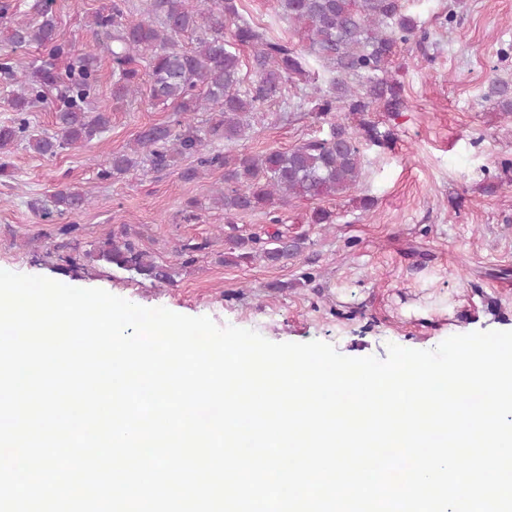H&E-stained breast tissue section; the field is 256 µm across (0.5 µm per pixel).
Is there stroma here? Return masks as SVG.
Listing matches in <instances>:
<instances>
[{"mask_svg": "<svg viewBox=\"0 0 512 512\" xmlns=\"http://www.w3.org/2000/svg\"><path fill=\"white\" fill-rule=\"evenodd\" d=\"M111 0H54L58 39L80 46L92 39L88 22ZM241 14L277 38L294 39L273 0H239ZM429 33L407 45L393 69L403 86L400 112L375 113L391 129V147L362 149V176L340 198L322 199L336 215L330 228L309 223L312 201L281 208L283 234L302 236L296 260L222 263L223 210L212 195L223 169L182 180L179 169L135 170L108 181L99 162L132 145L137 133L171 124L172 107L141 94L112 110L109 128L88 145L44 157L14 148L10 177H0V270L39 275L80 288H101L144 307L207 316L217 325L259 332L273 342L332 344L341 354L386 358L388 344L427 350L455 334L512 331V120L486 94L494 79L512 82V0H405ZM299 100H275L251 118L248 139L208 143L211 151L258 155L287 151L326 137L329 126ZM62 184L93 195L84 210L42 218L33 200L49 203ZM373 198L364 210L360 200ZM198 217L183 220L186 201ZM78 225L81 250L97 248L121 224L140 232L144 249L174 258L188 239L211 246L184 268L176 284L154 285L100 262L69 269L45 255L48 235Z\"/></svg>", "mask_w": 512, "mask_h": 512, "instance_id": "1", "label": "stroma"}]
</instances>
